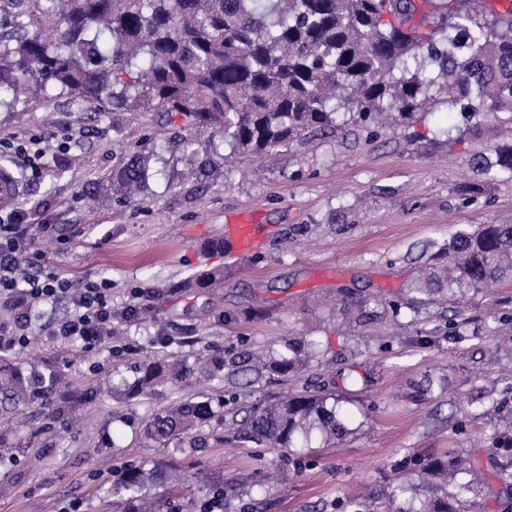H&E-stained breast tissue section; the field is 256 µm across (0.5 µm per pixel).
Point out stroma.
Segmentation results:
<instances>
[{
  "label": "stroma",
  "mask_w": 512,
  "mask_h": 512,
  "mask_svg": "<svg viewBox=\"0 0 512 512\" xmlns=\"http://www.w3.org/2000/svg\"><path fill=\"white\" fill-rule=\"evenodd\" d=\"M507 114L483 119V138L461 136L445 95L410 125L414 141L386 131L367 141L360 128L255 159L221 145L183 152L181 119L148 112H94L59 98L0 112V139L70 138L49 149L43 174L19 176V207L48 267L80 279L112 281L116 344L124 354L41 334L0 354V369L21 361L53 368L58 381L24 411H0V441L36 428L24 448L0 457V512H122L113 473L136 464L178 482L160 494L159 512H198L219 483L248 475L224 512H363L394 503L418 512L446 498L400 460L459 456L488 470L505 459L494 436L512 413V282L467 289L458 302L392 314L387 303L425 268L451 234L475 224L512 221V180L488 189L485 205L463 207L459 186L468 159L495 138ZM156 145L150 193L122 205L110 178L139 145ZM257 211L263 241L227 262L211 243L228 217ZM223 271L217 287L179 291L185 279ZM362 317L343 314L341 288ZM153 313L126 317L134 289ZM300 357L296 373L255 372L257 355ZM179 356L224 361L220 376L195 374L133 400L112 392L146 362ZM355 370L351 384L337 376ZM334 385L346 426L338 439L313 434L300 453L246 439L236 424L251 406L293 391ZM206 391L215 416L193 430L202 447L146 441L143 427L176 400ZM399 498H392L393 490ZM462 512H512V481L476 485Z\"/></svg>",
  "instance_id": "35a3bbf8"
}]
</instances>
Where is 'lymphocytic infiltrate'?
<instances>
[{"instance_id": "1", "label": "lymphocytic infiltrate", "mask_w": 512, "mask_h": 512, "mask_svg": "<svg viewBox=\"0 0 512 512\" xmlns=\"http://www.w3.org/2000/svg\"><path fill=\"white\" fill-rule=\"evenodd\" d=\"M21 208L0 214V308L13 314L11 325L0 323V351L26 345L44 331L65 341L95 346L108 343L112 325V282L73 281L49 270L43 254L28 239ZM67 302L68 315L41 324L33 313L39 306Z\"/></svg>"}]
</instances>
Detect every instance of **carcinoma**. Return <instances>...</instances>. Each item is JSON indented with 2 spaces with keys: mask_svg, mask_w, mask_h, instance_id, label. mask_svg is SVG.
I'll list each match as a JSON object with an SVG mask.
<instances>
[{
  "mask_svg": "<svg viewBox=\"0 0 512 512\" xmlns=\"http://www.w3.org/2000/svg\"><path fill=\"white\" fill-rule=\"evenodd\" d=\"M433 0H0V112H19L65 96L95 112H161L220 137L233 152L262 157L307 138L337 133L341 115L368 137L425 111L438 89L459 108L462 132L480 134V116L507 112L500 138L468 162L478 181L460 190L477 205L487 187L512 179V9L481 16L446 0L422 31ZM156 149L141 145L112 172L118 202L148 192ZM448 266L411 280L406 294L430 301L442 290L496 287L512 280V222L478 224L448 238ZM220 273L202 272L184 288H212ZM296 362L271 358L262 369L286 375ZM195 368L177 357L140 367L125 386L130 400ZM37 394L12 370L0 397L29 405ZM331 395L280 397L243 419L251 439L293 451L313 430L345 432ZM215 416L205 393L157 415L148 438L166 443ZM161 476L132 466L116 481L132 512H152ZM455 484L450 500L428 512H460L452 501L473 488Z\"/></svg>",
  "mask_w": 512,
  "mask_h": 512,
  "instance_id": "obj_1",
  "label": "carcinoma"
}]
</instances>
